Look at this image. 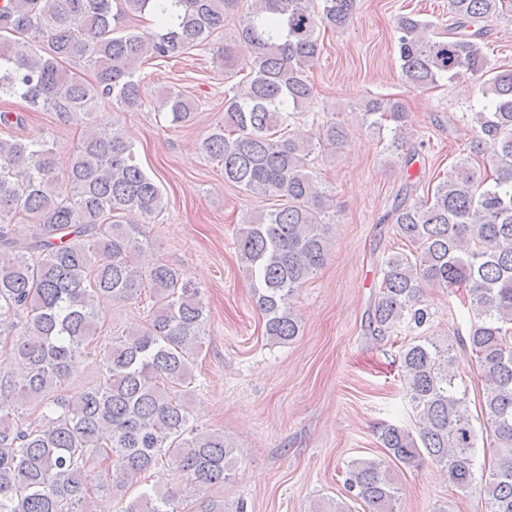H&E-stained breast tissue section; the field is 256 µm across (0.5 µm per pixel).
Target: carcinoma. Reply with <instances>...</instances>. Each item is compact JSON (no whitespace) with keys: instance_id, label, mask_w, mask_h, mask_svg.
Here are the masks:
<instances>
[{"instance_id":"carcinoma-1","label":"carcinoma","mask_w":512,"mask_h":512,"mask_svg":"<svg viewBox=\"0 0 512 512\" xmlns=\"http://www.w3.org/2000/svg\"><path fill=\"white\" fill-rule=\"evenodd\" d=\"M159 4L0 0V94L84 126L64 178L46 142L0 138V331L11 363L0 374V512H86L91 495L123 487L163 458L199 492L224 484L237 463L224 433L198 432L185 400L205 347L200 292L168 265L136 261L164 208L163 191L122 130L90 121L107 102L141 104L144 63L206 45L224 34L228 18L240 17L239 39L251 55L242 62L226 48L221 61L246 75L224 91V116L200 150L221 163L225 182L277 201L234 227L271 342L288 345L301 335L294 298L330 255L323 217L334 205L308 158L317 148H338L346 130L289 126L315 98L309 72L321 54L320 29H345L355 0H173L174 20L151 31L125 26ZM449 13L444 36L411 14L396 18L401 76L427 89L463 69L474 75L482 106L470 121L490 152L492 179L464 159L431 197L394 205L388 219L411 249L382 262L367 323L382 338L403 326L420 330L434 316L424 288L464 289L485 422L473 423L450 348L423 333L401 345L418 431L384 424L378 439L386 459L348 464L345 489L369 512H394L392 463H430L457 489L477 490L485 512H512V70L493 67L483 51L484 22L512 24V0H449ZM77 61L92 67V80L65 67ZM195 109L179 90L157 99L175 127ZM362 111L368 128H390L388 151L410 165L401 103L370 95ZM19 221L34 226L27 241L13 235ZM145 289L151 306L143 321L96 346L98 382L69 397L66 383L96 340L104 305L136 300ZM486 436L494 453L489 474L478 479L474 452ZM122 512H179V493L147 488Z\"/></svg>"}]
</instances>
